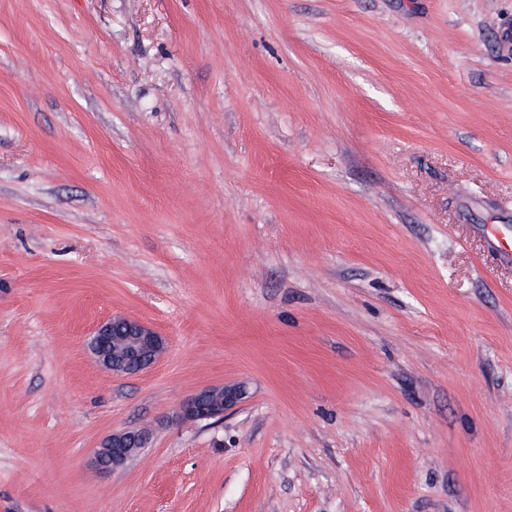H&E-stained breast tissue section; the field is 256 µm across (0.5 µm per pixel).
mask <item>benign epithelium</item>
I'll use <instances>...</instances> for the list:
<instances>
[{
	"label": "benign epithelium",
	"instance_id": "obj_1",
	"mask_svg": "<svg viewBox=\"0 0 512 512\" xmlns=\"http://www.w3.org/2000/svg\"><path fill=\"white\" fill-rule=\"evenodd\" d=\"M95 363L115 375H133L153 366L164 354V337L153 327L131 317L113 316L101 322L89 337ZM245 394L240 386H209L190 394L180 405L182 421L221 420ZM150 440L145 429H123L105 436L94 455L95 466L104 472L125 468Z\"/></svg>",
	"mask_w": 512,
	"mask_h": 512
}]
</instances>
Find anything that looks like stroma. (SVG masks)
<instances>
[{"mask_svg": "<svg viewBox=\"0 0 512 512\" xmlns=\"http://www.w3.org/2000/svg\"><path fill=\"white\" fill-rule=\"evenodd\" d=\"M489 226L512 0H0V512H512ZM107 344L110 352L97 346ZM95 363L115 375H133L153 366L164 354V337L153 327L131 317L113 316L101 322L89 337ZM245 394L241 386H209L190 394L180 405L177 417L182 421L221 420ZM149 440L150 433L145 429L113 431L99 443L94 455V464L104 472L121 470Z\"/></svg>", "mask_w": 512, "mask_h": 512, "instance_id": "stroma-1", "label": "stroma"}]
</instances>
